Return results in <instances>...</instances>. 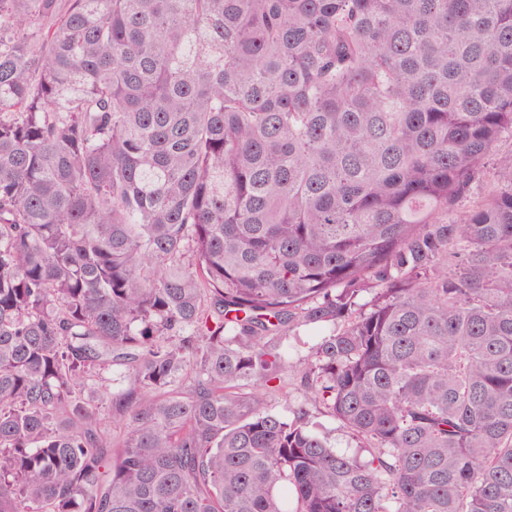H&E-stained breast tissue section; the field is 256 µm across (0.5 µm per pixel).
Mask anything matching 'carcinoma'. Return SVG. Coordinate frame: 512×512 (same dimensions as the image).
<instances>
[{
  "label": "carcinoma",
  "instance_id": "1",
  "mask_svg": "<svg viewBox=\"0 0 512 512\" xmlns=\"http://www.w3.org/2000/svg\"><path fill=\"white\" fill-rule=\"evenodd\" d=\"M505 135L512 0H0V512H512ZM495 186V176L493 170L490 169L472 183L471 190L467 197L461 199L454 206V209L463 208L479 198L485 196ZM328 332V327L323 323H300L294 326L283 339V352L287 361L298 364L309 354L314 346ZM303 396L301 374L286 371L282 375L280 389L269 392L267 400L273 411L282 416L291 417L293 409L302 401ZM311 420V429L317 434L325 435L334 449L343 453H354L356 443L343 428H340L335 418L324 409L316 410Z\"/></svg>",
  "mask_w": 512,
  "mask_h": 512
}]
</instances>
